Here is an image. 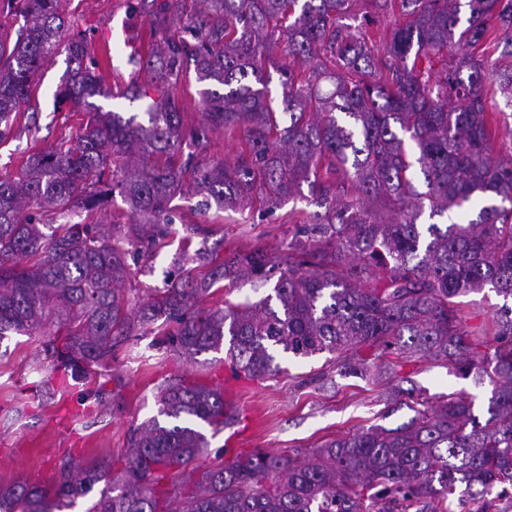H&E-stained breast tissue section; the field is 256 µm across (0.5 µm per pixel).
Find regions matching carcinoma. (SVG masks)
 <instances>
[{"instance_id": "1", "label": "carcinoma", "mask_w": 512, "mask_h": 512, "mask_svg": "<svg viewBox=\"0 0 512 512\" xmlns=\"http://www.w3.org/2000/svg\"><path fill=\"white\" fill-rule=\"evenodd\" d=\"M3 2L0 140L61 52L69 73L58 97L81 116V133L28 155L20 177L0 175V343L53 326L46 352L74 379L140 331L191 359L226 344L255 377L275 374L280 353H328L340 375L362 378L370 349L443 361L492 386L482 422L464 396L430 405L402 378L392 400L418 399L409 422L329 439L304 460L220 454L184 496L159 485L206 453L201 428L217 434L230 415L215 389L177 376L87 512H512V159L490 155L512 67L493 75L486 57L512 59V0H382L408 20L379 46L340 23L349 0H163L143 37V65L161 89L145 125L90 102L103 95L100 62L86 39L62 41V0ZM15 13L23 25L12 36L5 18ZM168 15L184 34H168ZM443 51L452 59L436 70ZM280 52L288 65L275 63ZM190 67L214 85L202 91L203 120L187 126L178 84ZM270 67L282 77L281 112L268 98ZM219 130L243 133L246 152L232 164L211 156ZM304 183L325 212L295 224L280 254L256 244L222 257L207 246L210 229L189 224L187 239L202 238L192 260L206 272L130 312L128 259L162 245L176 197L200 194L224 211L253 195L276 205ZM116 195L134 223H90ZM474 204L476 218L452 221ZM426 209L447 222L418 223ZM77 212L88 222L54 223ZM274 276V295L258 302L201 307L225 279ZM486 289L503 304L471 326L463 298ZM104 469L63 465L49 487L1 486L0 512L69 508Z\"/></svg>"}]
</instances>
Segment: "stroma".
Masks as SVG:
<instances>
[{
  "mask_svg": "<svg viewBox=\"0 0 512 512\" xmlns=\"http://www.w3.org/2000/svg\"><path fill=\"white\" fill-rule=\"evenodd\" d=\"M62 9L67 37H86L94 55L106 50L112 54V70L102 73L111 94L95 97V104L126 117L145 111V102H129L122 93L131 82L149 79L136 64L147 14L131 9L128 0H64ZM404 21L399 10L381 8L375 0H354L348 19L353 29L375 42ZM68 68L62 53L43 66L31 111L19 116L11 135L0 141V174L14 173L30 153L76 140L78 116L56 101ZM198 202L195 196L177 200L167 245L131 259L124 284L131 302L146 300L152 289L165 287L191 268L182 241L185 225H213L210 243H223L228 251L259 243L276 255L294 236L290 215L318 210L305 190L275 207L256 200L250 207L220 215ZM45 342L37 333L0 343V485L25 482L44 487L66 463L107 460L113 472H120L131 428L158 414L160 385L179 375L209 385L230 369L224 352L211 351L192 361L151 350L148 337L133 336L84 385L70 374H59ZM278 362V374L237 379L233 407L239 421L256 413L260 422L248 433L238 422L210 438L202 464H209L231 435L237 436V448L244 452L260 448L303 458L323 441L363 427H397L414 415L408 406L386 405L403 376L431 403L452 392L467 395L478 414L485 413L491 393L489 384H475L443 363L408 362L392 354L369 357L371 375L364 379L340 376L323 353L308 358L284 354ZM99 390L105 392L104 400H97Z\"/></svg>",
  "mask_w": 512,
  "mask_h": 512,
  "instance_id": "obj_1",
  "label": "stroma"
}]
</instances>
